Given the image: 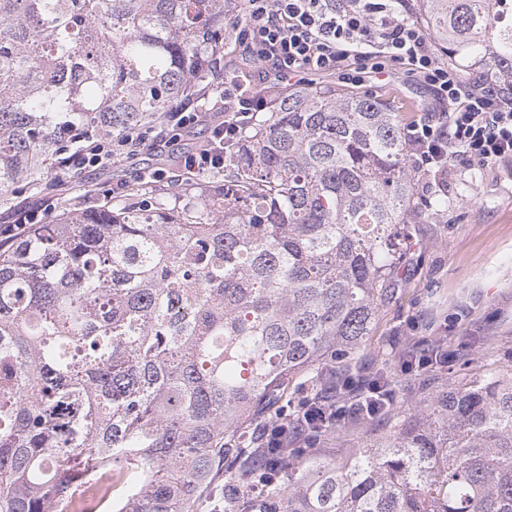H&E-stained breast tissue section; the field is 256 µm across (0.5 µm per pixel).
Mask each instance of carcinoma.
Instances as JSON below:
<instances>
[{"label": "carcinoma", "mask_w": 512, "mask_h": 512, "mask_svg": "<svg viewBox=\"0 0 512 512\" xmlns=\"http://www.w3.org/2000/svg\"><path fill=\"white\" fill-rule=\"evenodd\" d=\"M227 2L0 0V207L55 186L75 134L122 139L196 94ZM418 16L454 62L512 82V0H419ZM410 157L385 99L292 88L209 182L62 199L0 240V512H65L108 471L106 512H194L220 474L224 512H512V375L447 389L344 459L288 447L290 385L345 402L410 225L443 206L420 199ZM392 392L376 370L351 421Z\"/></svg>", "instance_id": "cac0c4a2"}]
</instances>
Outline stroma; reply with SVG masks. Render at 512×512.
I'll list each match as a JSON object with an SVG mask.
<instances>
[{"label": "stroma", "mask_w": 512, "mask_h": 512, "mask_svg": "<svg viewBox=\"0 0 512 512\" xmlns=\"http://www.w3.org/2000/svg\"><path fill=\"white\" fill-rule=\"evenodd\" d=\"M404 122L432 107L422 87L394 79L380 88ZM208 136L207 123L191 135L155 148L125 149L117 159L77 169L63 179L70 197L108 201L113 187H132L147 171L163 170L162 188L173 189L184 169L181 156ZM420 193L447 199L416 227V243L401 270L400 291L385 306L360 353L367 370L387 368L396 395L384 418L348 425L322 437L314 454L342 459L421 415L434 395L496 373H512V159L482 168L462 162L439 176L419 173ZM440 343L444 361L405 368L400 353Z\"/></svg>", "instance_id": "1"}]
</instances>
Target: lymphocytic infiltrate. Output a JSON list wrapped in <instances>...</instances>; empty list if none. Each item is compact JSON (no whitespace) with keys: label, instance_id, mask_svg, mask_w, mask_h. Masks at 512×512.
Masks as SVG:
<instances>
[{"label":"lymphocytic infiltrate","instance_id":"f902f5d3","mask_svg":"<svg viewBox=\"0 0 512 512\" xmlns=\"http://www.w3.org/2000/svg\"><path fill=\"white\" fill-rule=\"evenodd\" d=\"M231 31L247 71L225 72L207 143L182 156L188 171L223 165L225 143L241 138L265 108L261 84L331 76L356 87L402 77L430 92L440 113L405 130L425 171L512 158V83L484 74L465 80L438 54L409 0H244Z\"/></svg>","mask_w":512,"mask_h":512}]
</instances>
